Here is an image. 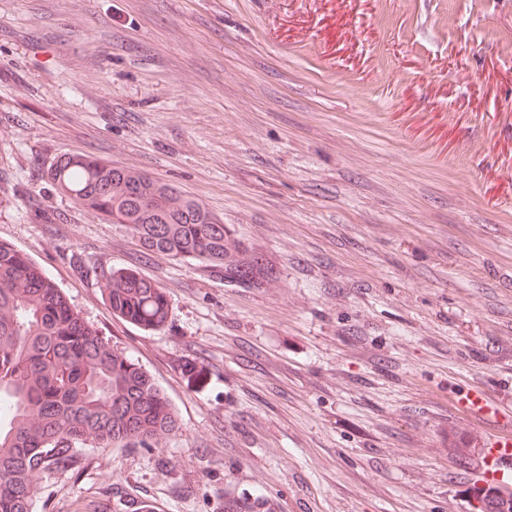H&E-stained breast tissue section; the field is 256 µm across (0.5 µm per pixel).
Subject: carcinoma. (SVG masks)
<instances>
[{"mask_svg":"<svg viewBox=\"0 0 512 512\" xmlns=\"http://www.w3.org/2000/svg\"><path fill=\"white\" fill-rule=\"evenodd\" d=\"M57 190L114 224L146 254L196 259L224 278L263 287L273 265L239 258L240 244L200 202L150 175L75 154L50 169ZM112 314L147 330L162 327L169 301L133 268L104 275ZM179 428L153 377L110 345L24 252L0 243V512H31L48 467L67 469L79 447L149 446ZM258 500H224V512H253Z\"/></svg>","mask_w":512,"mask_h":512,"instance_id":"cac0c4a2","label":"carcinoma"}]
</instances>
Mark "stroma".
I'll return each mask as SVG.
<instances>
[{
  "label": "stroma",
  "mask_w": 512,
  "mask_h": 512,
  "mask_svg": "<svg viewBox=\"0 0 512 512\" xmlns=\"http://www.w3.org/2000/svg\"><path fill=\"white\" fill-rule=\"evenodd\" d=\"M200 201L262 288L144 254L48 172ZM0 242L147 371L180 428L89 444L32 512H460L472 390L512 413V0H0ZM166 290L114 316L103 273ZM101 288L112 314L120 319L147 330L166 323L169 301L164 288L137 269H112L102 277Z\"/></svg>",
  "instance_id": "obj_1"
}]
</instances>
